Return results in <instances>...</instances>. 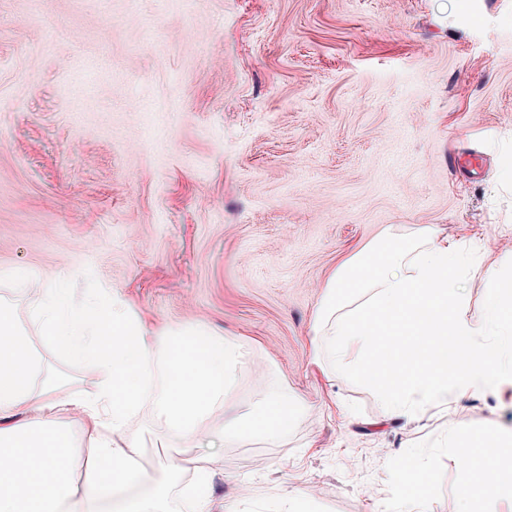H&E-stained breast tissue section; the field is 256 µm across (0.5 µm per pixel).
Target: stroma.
Masks as SVG:
<instances>
[{"label":"stroma","instance_id":"1","mask_svg":"<svg viewBox=\"0 0 512 512\" xmlns=\"http://www.w3.org/2000/svg\"><path fill=\"white\" fill-rule=\"evenodd\" d=\"M512 0H0V305L37 385L92 395V368L33 310L64 279L119 291L144 325L241 344L213 418L299 397L287 435L158 440L126 496L191 512L180 449L209 457L224 512H483L455 493L477 433L512 398L472 389L416 418L336 380L313 326L337 266L434 224L477 252L464 292L512 260ZM465 421L452 431L449 419ZM427 473L404 491L401 464Z\"/></svg>","mask_w":512,"mask_h":512}]
</instances>
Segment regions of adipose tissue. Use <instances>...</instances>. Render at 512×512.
Instances as JSON below:
<instances>
[{"instance_id":"ef3b65f1","label":"adipose tissue","mask_w":512,"mask_h":512,"mask_svg":"<svg viewBox=\"0 0 512 512\" xmlns=\"http://www.w3.org/2000/svg\"><path fill=\"white\" fill-rule=\"evenodd\" d=\"M48 295L36 313L44 335L74 361L91 365L97 391L79 400L36 389L31 358L13 333L9 309L0 307V512H94L136 482L140 450L126 430L129 418L146 406L161 439L204 428L220 442L274 439L292 426L296 405L284 393L266 394L257 407L212 424L213 411L236 382L240 353L234 342L185 327L150 337L117 294L88 304L59 285ZM74 412L86 434L79 459L70 427ZM500 442L488 432L479 450L457 456L470 473L456 488L461 499L491 505L512 498V478H503L492 463Z\"/></svg>"}]
</instances>
